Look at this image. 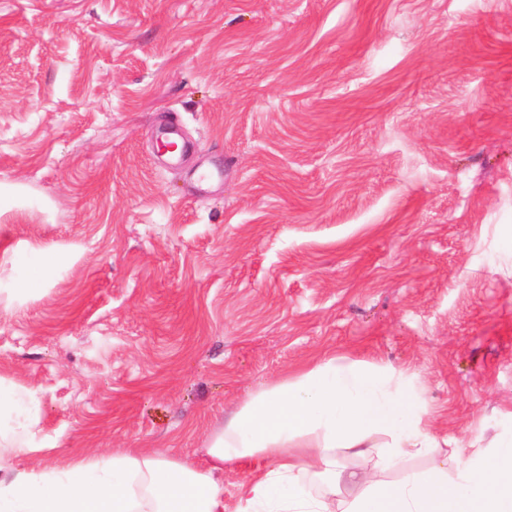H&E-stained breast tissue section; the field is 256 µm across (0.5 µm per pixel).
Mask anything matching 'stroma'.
<instances>
[{"mask_svg": "<svg viewBox=\"0 0 512 512\" xmlns=\"http://www.w3.org/2000/svg\"><path fill=\"white\" fill-rule=\"evenodd\" d=\"M1 224L0 279L47 254L0 314L26 466L207 465L249 393L334 355L414 373L448 440L374 480L488 458L512 430V0H0ZM45 259V253L42 250L33 249L23 255L17 262L15 270L14 284H31L34 270L40 266Z\"/></svg>", "mask_w": 512, "mask_h": 512, "instance_id": "1", "label": "stroma"}]
</instances>
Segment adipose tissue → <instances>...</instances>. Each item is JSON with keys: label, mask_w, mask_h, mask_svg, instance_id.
<instances>
[{"label": "adipose tissue", "mask_w": 512, "mask_h": 512, "mask_svg": "<svg viewBox=\"0 0 512 512\" xmlns=\"http://www.w3.org/2000/svg\"><path fill=\"white\" fill-rule=\"evenodd\" d=\"M33 406L0 379V512H224L217 475L242 465L259 475L239 485L238 512H512V437L495 439L489 459L394 483L345 472L342 450L385 468L440 446L412 374L387 364L328 356L250 393L205 468L143 451L18 467L38 451L23 433ZM345 480L366 495L343 497Z\"/></svg>", "instance_id": "1"}]
</instances>
